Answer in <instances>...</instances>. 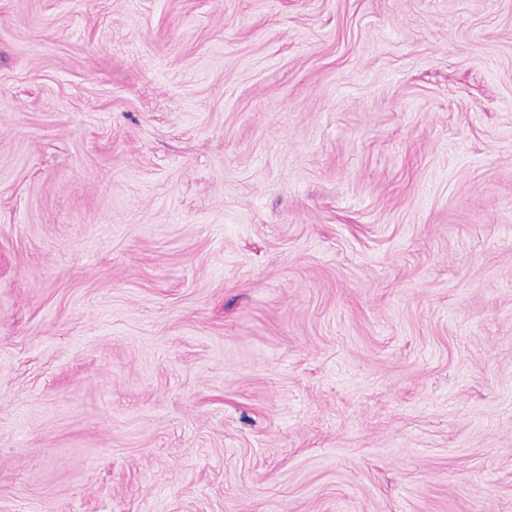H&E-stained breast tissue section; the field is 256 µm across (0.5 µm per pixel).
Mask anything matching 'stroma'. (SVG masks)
Listing matches in <instances>:
<instances>
[{"label":"stroma","mask_w":512,"mask_h":512,"mask_svg":"<svg viewBox=\"0 0 512 512\" xmlns=\"http://www.w3.org/2000/svg\"><path fill=\"white\" fill-rule=\"evenodd\" d=\"M0 512H512V0H0Z\"/></svg>","instance_id":"1"}]
</instances>
